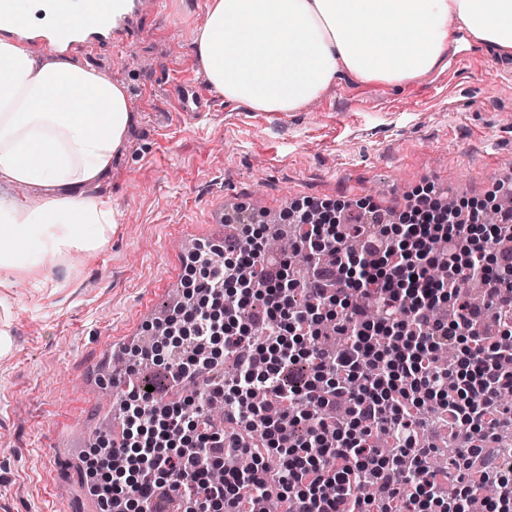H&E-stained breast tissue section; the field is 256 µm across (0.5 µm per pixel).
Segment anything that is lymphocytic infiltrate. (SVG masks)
I'll list each match as a JSON object with an SVG mask.
<instances>
[{"mask_svg":"<svg viewBox=\"0 0 512 512\" xmlns=\"http://www.w3.org/2000/svg\"><path fill=\"white\" fill-rule=\"evenodd\" d=\"M439 203L421 194L406 218L396 220L374 205L352 217L347 204L308 200L299 206L300 234L294 247L306 259L298 278L287 259L270 255L268 224L244 221L223 243H202L186 264L190 307L159 324V340L130 347L131 358L164 363L170 386L233 360L226 381L206 380L183 400L160 403L136 377L124 393V427L111 447L86 458L91 496L102 512L139 503L147 512H253L276 492L282 512H512V458L500 455L482 468L512 409L501 394L512 389V369L501 361L512 347L492 342L483 318L512 312V255L497 247L512 233V206L492 203L497 216L457 206L436 222ZM361 241L349 253L348 236ZM227 256L213 265L209 255ZM251 268L238 280V267ZM241 281L242 295L261 301L263 315L239 323L238 307L227 304L225 287ZM480 282L486 302L466 304L465 282ZM455 308L452 319L438 317ZM348 342L329 351L326 324ZM452 348V364L436 355ZM222 399L230 428L212 426L204 409ZM443 407L466 437L451 471L429 466L433 452L420 434L422 407ZM384 429L396 453L376 448L372 435ZM258 433L261 445L240 442L241 431ZM247 455L252 466L211 481L214 455ZM377 490L367 499L359 481ZM455 481L457 493L443 488ZM491 482L494 497H477Z\"/></svg>","mask_w":512,"mask_h":512,"instance_id":"lymphocytic-infiltrate-1","label":"lymphocytic infiltrate"}]
</instances>
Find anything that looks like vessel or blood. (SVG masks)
<instances>
[{
  "mask_svg": "<svg viewBox=\"0 0 512 512\" xmlns=\"http://www.w3.org/2000/svg\"><path fill=\"white\" fill-rule=\"evenodd\" d=\"M82 2V9L71 16L69 30L59 37H52L48 29L20 24L13 28L16 39L36 54L60 50L71 56L102 55L143 35L142 19L157 6V0H131L116 15L102 8L101 0ZM172 91L177 112L190 118H202L213 104L208 89L198 83L178 80L173 82Z\"/></svg>",
  "mask_w": 512,
  "mask_h": 512,
  "instance_id": "1",
  "label": "vessel or blood"
}]
</instances>
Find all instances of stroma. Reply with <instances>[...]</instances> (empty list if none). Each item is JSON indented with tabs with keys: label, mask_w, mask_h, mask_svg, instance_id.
Instances as JSON below:
<instances>
[{
	"label": "stroma",
	"mask_w": 512,
	"mask_h": 512,
	"mask_svg": "<svg viewBox=\"0 0 512 512\" xmlns=\"http://www.w3.org/2000/svg\"><path fill=\"white\" fill-rule=\"evenodd\" d=\"M208 0H164L146 18L134 58L93 67L125 85L136 115L123 154L89 195L120 213L108 242L91 255L54 264L56 285L37 290L19 281L8 290L0 329V512H86L90 500L81 458L105 436L100 419L119 407L111 372L96 361L108 339L145 335L139 312L145 289L154 310L169 314L183 296V247L209 236L219 210L250 207L259 220L284 215L313 198L370 200L389 212L420 190L486 205L497 184L512 181V59L499 58L472 36L471 61L400 88L329 83L314 101L276 124L246 122L247 107L215 96L207 118L175 114L173 78L203 82L191 51ZM498 95H488V87ZM76 412L81 428L58 447L43 438L46 409Z\"/></svg>",
	"instance_id": "1"
}]
</instances>
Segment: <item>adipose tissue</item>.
I'll return each instance as SVG.
<instances>
[{
  "label": "adipose tissue",
  "instance_id": "ef3b65f1",
  "mask_svg": "<svg viewBox=\"0 0 512 512\" xmlns=\"http://www.w3.org/2000/svg\"><path fill=\"white\" fill-rule=\"evenodd\" d=\"M457 28L512 54V0H208L193 53L225 100L285 113L342 73L399 86L445 68ZM133 122L124 86L64 56L37 65L0 37V184L43 191L0 196V288L19 278L48 287L52 260L105 245L119 213L85 189L104 179Z\"/></svg>",
  "mask_w": 512,
  "mask_h": 512
}]
</instances>
